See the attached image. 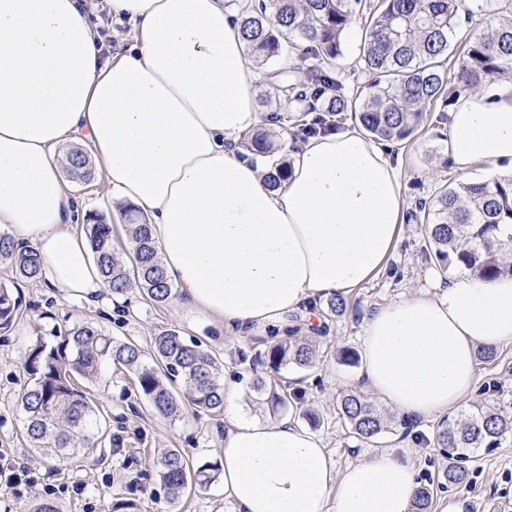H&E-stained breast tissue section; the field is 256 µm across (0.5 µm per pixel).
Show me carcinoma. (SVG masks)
<instances>
[{
  "label": "carcinoma",
  "instance_id": "1",
  "mask_svg": "<svg viewBox=\"0 0 512 512\" xmlns=\"http://www.w3.org/2000/svg\"><path fill=\"white\" fill-rule=\"evenodd\" d=\"M368 11L365 39L358 71L370 81L351 95L335 75L342 56V38L357 14ZM458 0H381L378 6L362 0H253L241 8L240 24L249 55L263 63L288 43L297 63L286 71L268 74L283 96L284 119L303 137L324 133L344 120L346 114L359 122L370 136L391 143L410 139L424 123L427 110L439 103L446 108L461 91L477 90L499 80L512 83V24L486 26L469 38L454 80L442 61L449 56L456 35ZM249 152L267 154L271 143L261 132L242 135ZM67 169L78 179L91 177L89 157L82 150L66 154ZM410 218L424 225L429 255L441 270L464 268L471 274L492 279L512 274V236H501L512 225V175L483 182H460L441 186L430 201L416 203ZM129 256L115 250L112 225L89 214L84 230L101 275L112 296L136 288L151 300L168 301L173 292L151 238L148 220L127 211ZM0 266L11 269L13 287L0 286V328H9L18 316L19 283L43 278L38 254L15 244L0 233ZM153 363L144 360V350L133 339L118 342L92 323L77 325L48 344L37 341L30 349L26 367L33 381L18 400L24 415L28 447L56 460L85 457L94 448L114 443L94 396L78 386L92 383L101 366H123L136 378L141 394L153 410L164 417L179 415L184 403L197 410H224V383L217 360L196 341H185L172 329L152 341ZM317 358L314 336H294L274 343L257 356L274 371L290 364L310 367ZM182 382L188 398L173 391ZM254 388L269 390L272 411L283 407L299 393L267 388L259 377ZM337 409L350 434L373 441L384 429V417L365 396L343 392ZM512 436V417L493 406L478 405L457 418L438 425L434 444L452 460L440 484H460L466 478L461 462L472 448H496ZM218 462L190 464L178 448L165 449L157 459V475L175 498L188 488H205L219 474Z\"/></svg>",
  "mask_w": 512,
  "mask_h": 512
}]
</instances>
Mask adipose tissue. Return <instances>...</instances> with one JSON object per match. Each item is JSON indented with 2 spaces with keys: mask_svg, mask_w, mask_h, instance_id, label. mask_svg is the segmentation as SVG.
I'll return each instance as SVG.
<instances>
[{
  "mask_svg": "<svg viewBox=\"0 0 512 512\" xmlns=\"http://www.w3.org/2000/svg\"><path fill=\"white\" fill-rule=\"evenodd\" d=\"M132 25L112 55L79 0H0V230L33 248L69 297L109 289L57 147L82 136L115 201L149 218L169 281L227 338L280 323L305 304L345 296L387 268L408 205L387 146L352 127L308 138L286 180L243 158L259 122L257 67L224 0H108ZM446 155L470 174L512 167V86L454 104ZM512 344V275L459 271L379 306L365 321L362 371L396 414L459 409L480 347ZM224 496L237 512H414L409 459L379 448L335 468L321 436L293 419L244 414L224 378Z\"/></svg>",
  "mask_w": 512,
  "mask_h": 512,
  "instance_id": "adipose-tissue-1",
  "label": "adipose tissue"
}]
</instances>
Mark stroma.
<instances>
[{
    "instance_id": "35a3bbf8",
    "label": "stroma",
    "mask_w": 512,
    "mask_h": 512,
    "mask_svg": "<svg viewBox=\"0 0 512 512\" xmlns=\"http://www.w3.org/2000/svg\"><path fill=\"white\" fill-rule=\"evenodd\" d=\"M96 38L113 50L127 47L131 27L109 15L105 0H81ZM429 119L414 138L388 148L393 163L400 166L409 203L430 198L438 184L455 185L460 177L444 162L447 120L438 109H431ZM72 192L82 209L98 213L112 226L117 249L128 246L125 227L116 225L112 200L100 174L87 180H72ZM427 238L421 224L405 220L403 238L387 270L378 278L346 296L343 315L329 312L326 302L313 310L321 320L318 357L314 366L291 365L276 373V381H288L301 390L302 403L272 410L263 395L253 389L257 375L266 369L255 360L256 352L266 350L271 342L286 336L289 329L309 335L306 314L287 319L284 324L260 333L223 340L215 326L204 325L186 313L187 301L182 291L164 303H157L139 291L105 302L70 298L48 282L21 284L22 305L9 330L0 329V453L24 463L39 478L36 486L14 488L0 485V512H33L35 505L51 500L56 512H111L113 502L130 499L138 512H234L225 501L221 481L204 489H192L178 498H170L161 487L156 471L159 449H180L190 462L200 464L217 458L224 437L223 415L185 407L176 419L155 414L141 395L134 376L110 364L103 365L91 391L102 414L112 422V431L121 438L119 447L99 449L95 458L73 461L58 467L55 460L33 454L27 448L23 415L18 397L30 384L24 363L37 339L51 340L83 322L99 325L114 340L133 339L143 349H150L158 333L179 330L185 339L202 341L223 370L241 373L242 402L254 415L268 418L292 417L301 426L320 435L338 467L354 462L364 449V442L350 436L341 419L336 397L340 389L362 391L359 364L340 360L339 352L358 350L364 319L375 306L397 298L424 284L436 263L424 251ZM479 375L472 401L493 404L512 415V346L497 348L492 359L479 360ZM315 421H308V414ZM388 423L374 445L398 456H411L420 481L436 482L448 460L431 438L438 419L418 421L412 430H404L402 420L386 413ZM468 477L458 485L433 491V501L462 499L466 512H512V438L496 448H479L470 453ZM54 486V495H45L44 486ZM83 486L75 494L73 486Z\"/></svg>"
}]
</instances>
